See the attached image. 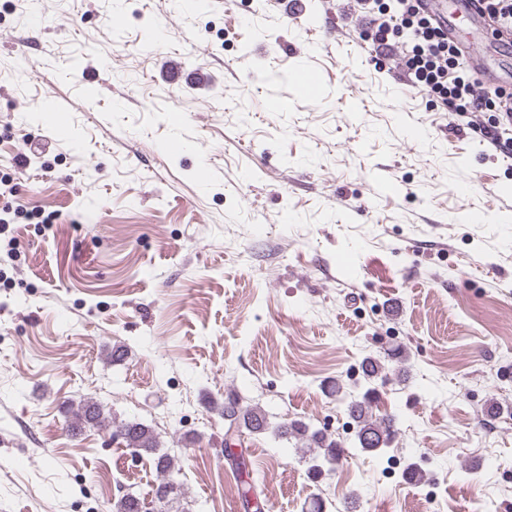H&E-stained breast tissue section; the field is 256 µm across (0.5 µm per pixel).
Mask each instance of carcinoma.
<instances>
[{"mask_svg":"<svg viewBox=\"0 0 512 512\" xmlns=\"http://www.w3.org/2000/svg\"><path fill=\"white\" fill-rule=\"evenodd\" d=\"M406 351L400 346L389 349L387 359L367 356L362 361V372L367 388L357 399L347 404V412L356 424L354 444L364 452L382 454L391 447L396 433V420L391 416L373 415L372 404L377 397L374 381L384 377L387 362L404 363ZM70 430L77 434L86 428L102 427L107 421L104 409L95 401H86L77 409L67 408ZM221 415L233 429L231 437L271 434L278 439H294L300 451L311 459L310 475L317 479L324 473V465L334 466L344 455L343 445L332 435L314 429L303 420H292L276 425L270 423L266 412L258 405L240 406L237 399L229 397L221 406ZM112 436L122 439L125 447L138 456L152 458L158 481L151 489L150 501L125 493L112 502V512H169L164 503L182 495L181 486L174 478L177 463L174 457L161 449V442L154 430L141 422L127 421L116 426Z\"/></svg>","mask_w":512,"mask_h":512,"instance_id":"cac0c4a2","label":"carcinoma"}]
</instances>
